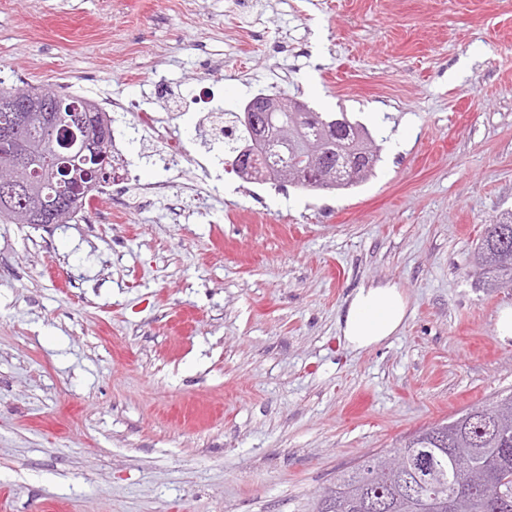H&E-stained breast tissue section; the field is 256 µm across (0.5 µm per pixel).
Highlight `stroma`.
<instances>
[{
	"label": "stroma",
	"mask_w": 512,
	"mask_h": 512,
	"mask_svg": "<svg viewBox=\"0 0 512 512\" xmlns=\"http://www.w3.org/2000/svg\"><path fill=\"white\" fill-rule=\"evenodd\" d=\"M200 150L210 88L347 111L382 142L340 191L183 163L112 126V219L0 222V512H315L340 472L512 389L472 263L512 213V0H0V81L137 106ZM224 193L199 210L205 179ZM401 332L355 351L348 297ZM407 302L391 284H368L348 298L341 332L353 350L368 349L396 336L407 317Z\"/></svg>",
	"instance_id": "35a3bbf8"
}]
</instances>
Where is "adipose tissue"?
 Returning <instances> with one entry per match:
<instances>
[{
    "label": "adipose tissue",
    "mask_w": 512,
    "mask_h": 512,
    "mask_svg": "<svg viewBox=\"0 0 512 512\" xmlns=\"http://www.w3.org/2000/svg\"><path fill=\"white\" fill-rule=\"evenodd\" d=\"M406 317L407 302L399 288L371 283L348 298L341 332L350 348L363 350L398 334Z\"/></svg>",
    "instance_id": "obj_1"
}]
</instances>
